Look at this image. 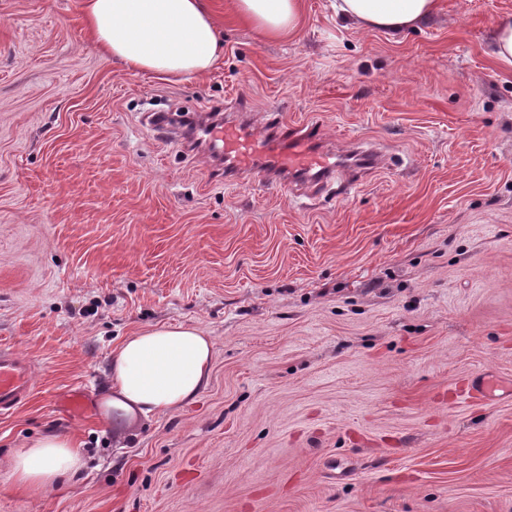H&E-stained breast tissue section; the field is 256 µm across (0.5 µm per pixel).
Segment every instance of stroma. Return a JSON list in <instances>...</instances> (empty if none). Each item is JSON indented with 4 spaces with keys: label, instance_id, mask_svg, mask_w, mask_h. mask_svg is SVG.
I'll use <instances>...</instances> for the list:
<instances>
[{
    "label": "stroma",
    "instance_id": "stroma-1",
    "mask_svg": "<svg viewBox=\"0 0 512 512\" xmlns=\"http://www.w3.org/2000/svg\"><path fill=\"white\" fill-rule=\"evenodd\" d=\"M207 3L223 61L163 82L92 45L82 0H0V344L36 382L0 418V512H512V68L488 48L512 0L400 35L302 0L277 41ZM148 104L383 162L310 198L229 182ZM160 324L213 337L210 380L115 441L111 353ZM478 375L505 395L471 401ZM48 435L86 466L34 497L8 461Z\"/></svg>",
    "mask_w": 512,
    "mask_h": 512
}]
</instances>
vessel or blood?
Returning <instances> with one entry per match:
<instances>
[{
	"instance_id": "b4317fda",
	"label": "vessel or blood",
	"mask_w": 512,
	"mask_h": 512,
	"mask_svg": "<svg viewBox=\"0 0 512 512\" xmlns=\"http://www.w3.org/2000/svg\"><path fill=\"white\" fill-rule=\"evenodd\" d=\"M196 138L216 173L225 179L255 171L277 176L280 184L299 189L327 185L342 168L375 167L379 154L361 145L343 155L323 145L321 126L306 123H264L255 126L247 114L208 113L199 121ZM35 391L30 360L13 347L0 346V415L9 416L29 403Z\"/></svg>"
}]
</instances>
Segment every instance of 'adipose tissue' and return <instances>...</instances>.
Returning <instances> with one entry per match:
<instances>
[{"label":"adipose tissue","mask_w":512,"mask_h":512,"mask_svg":"<svg viewBox=\"0 0 512 512\" xmlns=\"http://www.w3.org/2000/svg\"><path fill=\"white\" fill-rule=\"evenodd\" d=\"M236 16L263 38L299 26L300 0H230ZM437 0H333L337 18L362 29L403 33L427 20ZM93 45L132 72L158 80L206 75L222 53L220 26L203 0H83ZM214 340L194 325H157L126 338L111 356L101 417L117 437L137 418L193 401L206 387ZM8 466L32 496L74 475L85 458L70 439L49 436L12 456Z\"/></svg>","instance_id":"1"}]
</instances>
